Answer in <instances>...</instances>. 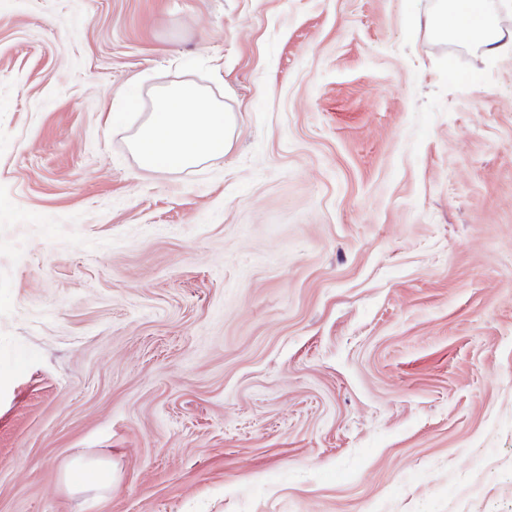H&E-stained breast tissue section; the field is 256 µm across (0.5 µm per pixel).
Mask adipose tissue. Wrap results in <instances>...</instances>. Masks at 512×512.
<instances>
[{"mask_svg":"<svg viewBox=\"0 0 512 512\" xmlns=\"http://www.w3.org/2000/svg\"><path fill=\"white\" fill-rule=\"evenodd\" d=\"M440 37L481 46L491 54L512 51L495 17L483 0H441L427 20ZM234 118L204 89L171 86L157 92L155 108L137 133L133 148L143 167L180 170L223 154L230 146Z\"/></svg>","mask_w":512,"mask_h":512,"instance_id":"ef3b65f1","label":"adipose tissue"}]
</instances>
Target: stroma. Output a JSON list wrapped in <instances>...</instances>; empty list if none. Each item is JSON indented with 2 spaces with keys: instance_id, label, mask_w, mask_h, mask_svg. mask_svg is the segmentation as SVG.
I'll return each instance as SVG.
<instances>
[{
  "instance_id": "35a3bbf8",
  "label": "stroma",
  "mask_w": 512,
  "mask_h": 512,
  "mask_svg": "<svg viewBox=\"0 0 512 512\" xmlns=\"http://www.w3.org/2000/svg\"><path fill=\"white\" fill-rule=\"evenodd\" d=\"M437 6L0 0V512H512V54ZM183 83L232 144L145 170ZM67 484L77 490L107 488L112 484V471L102 462L82 465L67 476Z\"/></svg>"
}]
</instances>
